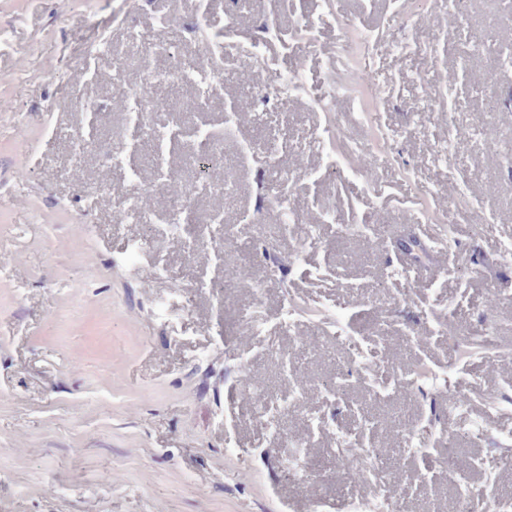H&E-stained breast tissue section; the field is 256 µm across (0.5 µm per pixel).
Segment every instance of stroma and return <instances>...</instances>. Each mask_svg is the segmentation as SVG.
Wrapping results in <instances>:
<instances>
[{"mask_svg":"<svg viewBox=\"0 0 512 512\" xmlns=\"http://www.w3.org/2000/svg\"><path fill=\"white\" fill-rule=\"evenodd\" d=\"M471 8L475 36L491 32L512 48V16L499 0ZM329 9L350 22L352 37L319 24ZM403 10L402 0H140L134 10L125 0H0V512H347L349 501L375 495L353 482L348 450L336 442L337 426L352 420L361 442L399 453L397 512H461L466 485L512 498V471L495 466L499 436L512 434V404L500 401L512 397V279L492 260L512 247V107L484 113L473 95L490 80L512 91V66L481 52L461 58L447 14L410 27ZM263 19L279 32L265 49L284 75L297 55L307 59L301 97L267 100V74L240 53ZM308 20L317 26L305 37ZM363 32L379 37L371 53L387 93L364 90L313 110L312 99L332 96L362 63ZM218 34L233 48L207 120L237 114L223 139L231 184L197 195L192 219L206 224L219 212L242 226L224 253L240 276L199 297L173 330L152 310L213 275L210 244L188 254L174 236L129 264L126 247L141 226L115 214L135 188L153 186L154 170L129 157L140 173L133 184L126 168L95 151L74 154L71 144L91 138L123 152L132 132L124 89L140 82L146 48L177 45L196 61ZM86 101L98 104L97 121ZM458 108L473 133L452 140ZM365 141L375 145L371 168L352 169ZM327 147L342 159L329 176ZM282 186L301 219L285 232L263 206ZM426 211L429 230L446 229L452 244L413 276L399 269L396 250ZM265 248L291 264L273 270ZM495 283L502 302L490 312L485 294ZM288 296L307 313L286 333ZM374 336L372 360L402 373L427 367L433 387L378 400L375 381L394 373L368 369L341 399H327L320 378L354 364L358 343ZM413 336L425 345L410 347ZM308 338L316 347L299 349ZM228 347L244 365L225 359ZM289 352L308 376L303 398L270 424L260 400L287 392L280 356ZM411 430L422 450L409 447ZM306 439L314 455L334 449L335 462L301 486L282 466L286 448ZM231 445L242 455L228 454Z\"/></svg>","mask_w":512,"mask_h":512,"instance_id":"obj_1","label":"stroma"}]
</instances>
